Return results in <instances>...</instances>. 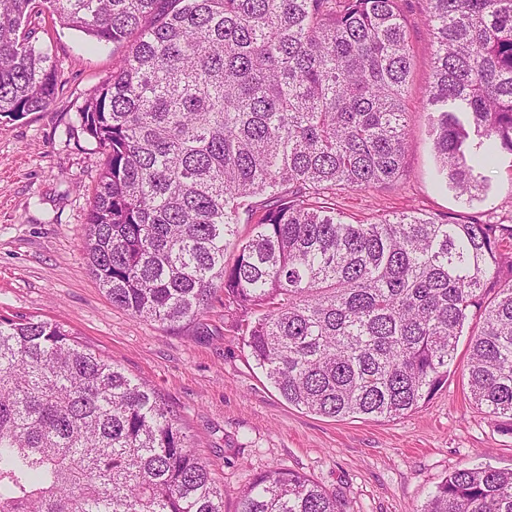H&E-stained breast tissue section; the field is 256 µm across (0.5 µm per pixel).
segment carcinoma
I'll return each instance as SVG.
<instances>
[{"label":"carcinoma","instance_id":"carcinoma-1","mask_svg":"<svg viewBox=\"0 0 512 512\" xmlns=\"http://www.w3.org/2000/svg\"><path fill=\"white\" fill-rule=\"evenodd\" d=\"M423 12L433 151L471 205L512 156V0ZM44 14L122 49L79 112L105 155L85 254L112 304L174 328L222 291L267 381L329 418L429 403L469 327L470 395L512 434V226L414 210L351 224L336 208L403 176L401 0H0V115L55 94L30 29ZM0 512H224V486L144 383L58 323L1 316ZM238 512L347 508L273 469L238 492ZM424 512H512V470L457 469Z\"/></svg>","mask_w":512,"mask_h":512}]
</instances>
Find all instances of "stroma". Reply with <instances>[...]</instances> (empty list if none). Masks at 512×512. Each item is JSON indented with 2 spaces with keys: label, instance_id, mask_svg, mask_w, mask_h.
I'll list each match as a JSON object with an SVG mask.
<instances>
[{
  "label": "stroma",
  "instance_id": "obj_1",
  "mask_svg": "<svg viewBox=\"0 0 512 512\" xmlns=\"http://www.w3.org/2000/svg\"><path fill=\"white\" fill-rule=\"evenodd\" d=\"M421 0L402 9L415 65L406 99L408 137L398 188L342 193L347 222L407 210L437 217L466 206L437 172L424 108L433 49ZM38 46L48 50L58 89L45 108L0 115V315L61 324L124 372L154 390L224 486V512L239 489L284 468L318 482L348 512H423L452 471L512 469V434L477 408L466 386L467 337H460L448 382L430 401L395 420L331 419L283 400L246 347L234 314L214 301L200 323L170 330L129 314L99 287L83 235L103 155L83 133L78 110L112 72L120 52L97 47L42 16ZM476 210L512 218V160L488 173Z\"/></svg>",
  "mask_w": 512,
  "mask_h": 512
}]
</instances>
